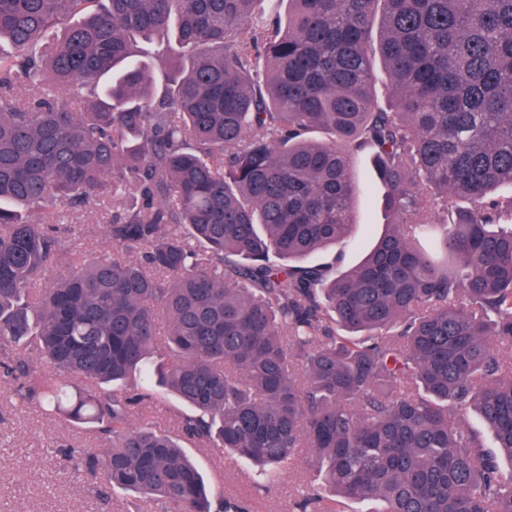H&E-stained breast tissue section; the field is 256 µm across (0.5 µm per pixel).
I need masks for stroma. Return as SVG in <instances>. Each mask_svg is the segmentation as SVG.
<instances>
[{
    "mask_svg": "<svg viewBox=\"0 0 512 512\" xmlns=\"http://www.w3.org/2000/svg\"><path fill=\"white\" fill-rule=\"evenodd\" d=\"M362 193L357 203L358 224L344 246L347 266L357 264L366 248L384 232L386 216L381 207L382 188L377 184L368 157L354 161ZM112 215V202L102 199L91 209L72 214L82 230L80 243L91 255L107 250L104 226ZM74 443L96 447L97 442L78 433L68 422L50 419L32 407L16 406L13 383L0 380V512H124L123 495L103 503L95 493L66 479L59 472L56 447ZM187 455L215 491L228 498H246L251 512H295L298 489L317 482L313 469L297 463L283 471L278 486L255 493L250 469L234 466L218 450L190 447Z\"/></svg>",
    "mask_w": 512,
    "mask_h": 512,
    "instance_id": "1",
    "label": "stroma"
}]
</instances>
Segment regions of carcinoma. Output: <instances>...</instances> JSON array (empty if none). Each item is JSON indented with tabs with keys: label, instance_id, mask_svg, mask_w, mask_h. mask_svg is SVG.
<instances>
[{
	"label": "carcinoma",
	"instance_id": "obj_1",
	"mask_svg": "<svg viewBox=\"0 0 512 512\" xmlns=\"http://www.w3.org/2000/svg\"><path fill=\"white\" fill-rule=\"evenodd\" d=\"M260 2L0 0L3 375L106 440L62 467L139 512H249L187 444L260 490L305 459L332 505L301 512H512L458 418L512 459V0ZM360 153L389 230L343 271L317 255L357 224ZM102 197L87 260L44 215ZM160 394L175 427L130 426Z\"/></svg>",
	"mask_w": 512,
	"mask_h": 512
}]
</instances>
